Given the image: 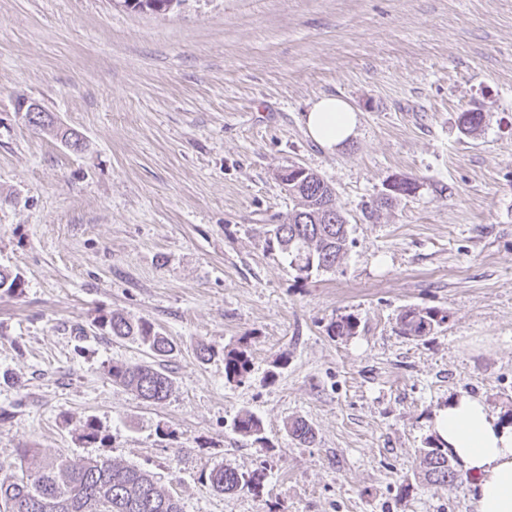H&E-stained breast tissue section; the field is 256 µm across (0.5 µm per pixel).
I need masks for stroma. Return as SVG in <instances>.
Segmentation results:
<instances>
[{
    "label": "stroma",
    "instance_id": "35a3bbf8",
    "mask_svg": "<svg viewBox=\"0 0 512 512\" xmlns=\"http://www.w3.org/2000/svg\"><path fill=\"white\" fill-rule=\"evenodd\" d=\"M324 96L358 117L333 149L304 125ZM290 164L335 189L336 271L299 276L264 234L294 206ZM399 179L415 193L368 213ZM1 266L25 288L0 293V462L136 464L184 512H473V480L425 486L419 451L460 391L512 421V0H0ZM410 306L448 320L402 336ZM114 313L173 341L165 401L109 379L147 359L100 328ZM345 315L356 335H329ZM242 344L252 370L227 381ZM244 409L265 443L233 431ZM221 465L262 492L214 491ZM252 359L246 349L231 348L224 351V375L228 381L242 382L251 372Z\"/></svg>",
    "mask_w": 512,
    "mask_h": 512
}]
</instances>
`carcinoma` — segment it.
<instances>
[{"label":"carcinoma","mask_w":512,"mask_h":512,"mask_svg":"<svg viewBox=\"0 0 512 512\" xmlns=\"http://www.w3.org/2000/svg\"><path fill=\"white\" fill-rule=\"evenodd\" d=\"M280 182L295 201L283 224L269 225V242L288 257L289 265L301 276L335 270L348 242V222L336 206L334 188L317 172L291 164L281 170ZM24 280L18 273L0 268V291L21 294ZM448 313L435 309L409 307L398 317L400 333L422 338L446 323ZM101 326L117 338L135 337L154 358L167 357L173 342L147 321L131 322L119 314L104 316ZM358 323L352 316H342L330 325L329 334L350 337ZM252 359L247 350L224 351V375L232 382H242L251 372ZM112 382L135 392L153 403H161L172 390V379L154 364L112 363L107 370ZM289 434L303 444H311L315 433L305 420L287 423ZM236 433L266 441L260 417L243 410L233 420ZM36 450L21 448L14 461L0 463V512H183L180 501L158 486L151 472L138 466H122L108 459L74 464L58 455L35 463ZM448 449L437 442L421 449L420 462L424 480L435 489H451L463 482L461 470L449 464ZM264 474L239 472L219 467L209 474L211 487L222 493L247 490L259 493Z\"/></svg>","instance_id":"cac0c4a2"}]
</instances>
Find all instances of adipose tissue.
Segmentation results:
<instances>
[{
  "label": "adipose tissue",
  "instance_id": "1",
  "mask_svg": "<svg viewBox=\"0 0 512 512\" xmlns=\"http://www.w3.org/2000/svg\"><path fill=\"white\" fill-rule=\"evenodd\" d=\"M305 125L317 143L333 148L351 136L356 114L345 101L325 97L314 103ZM433 431L473 477L474 512H512V424L493 415L481 397L463 393L435 410Z\"/></svg>",
  "mask_w": 512,
  "mask_h": 512
}]
</instances>
